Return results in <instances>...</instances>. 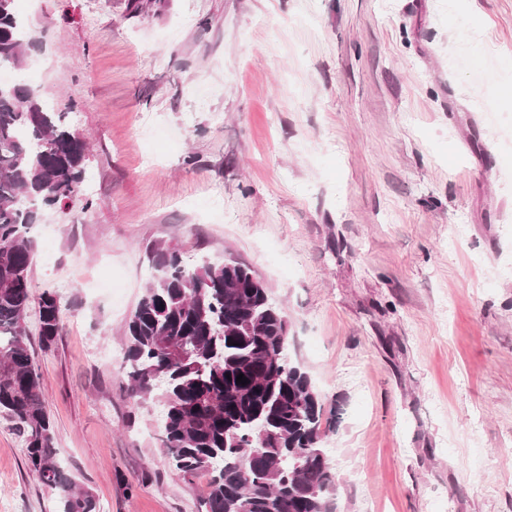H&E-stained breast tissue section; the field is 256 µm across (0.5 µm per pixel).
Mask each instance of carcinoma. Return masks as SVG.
I'll return each instance as SVG.
<instances>
[{"label":"carcinoma","instance_id":"obj_1","mask_svg":"<svg viewBox=\"0 0 512 512\" xmlns=\"http://www.w3.org/2000/svg\"><path fill=\"white\" fill-rule=\"evenodd\" d=\"M15 0H0V66L22 68L34 47ZM87 142L49 111L39 90L0 84V411L24 437L30 470L57 495L58 512H97L54 448L41 374L27 343L33 294L32 226L42 211L84 197ZM154 276L123 334L130 397L160 393L161 445L175 475L210 474L207 512H330L334 476L322 447L324 403L287 355L288 320L266 283L239 261L191 266L157 247ZM38 335L62 329L61 297L39 294ZM248 383H236L238 375Z\"/></svg>","mask_w":512,"mask_h":512}]
</instances>
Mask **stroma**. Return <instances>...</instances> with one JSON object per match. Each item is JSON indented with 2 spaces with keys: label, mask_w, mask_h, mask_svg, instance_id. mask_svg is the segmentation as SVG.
I'll return each instance as SVG.
<instances>
[{
  "label": "stroma",
  "mask_w": 512,
  "mask_h": 512,
  "mask_svg": "<svg viewBox=\"0 0 512 512\" xmlns=\"http://www.w3.org/2000/svg\"><path fill=\"white\" fill-rule=\"evenodd\" d=\"M22 68L88 137L34 228L54 446L99 512H206L128 397L163 244L251 266L326 409L333 512H512V0H15ZM0 415V512H56ZM38 327L42 347L50 349L62 329L61 297L50 286H45L39 294Z\"/></svg>",
  "instance_id": "1"
}]
</instances>
